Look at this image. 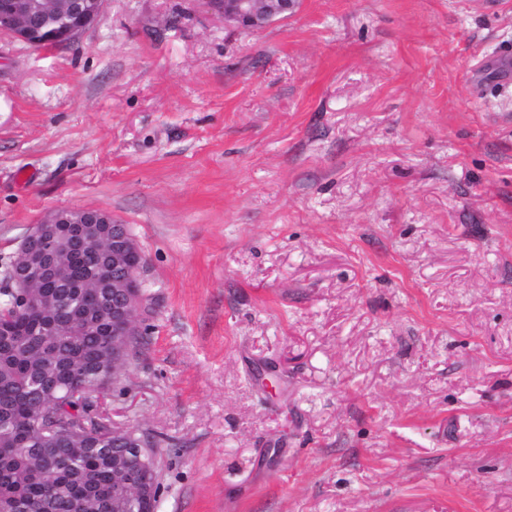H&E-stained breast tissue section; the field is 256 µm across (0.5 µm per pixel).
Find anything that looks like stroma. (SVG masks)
I'll return each instance as SVG.
<instances>
[{
  "label": "stroma",
  "instance_id": "stroma-1",
  "mask_svg": "<svg viewBox=\"0 0 512 512\" xmlns=\"http://www.w3.org/2000/svg\"><path fill=\"white\" fill-rule=\"evenodd\" d=\"M57 208L146 257L99 412L159 512H512V0L0 35V263Z\"/></svg>",
  "mask_w": 512,
  "mask_h": 512
}]
</instances>
